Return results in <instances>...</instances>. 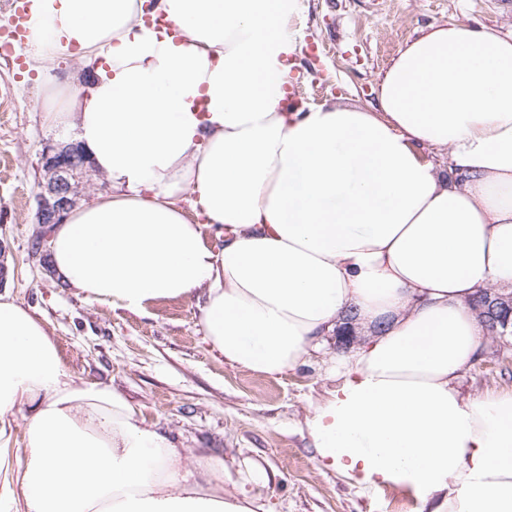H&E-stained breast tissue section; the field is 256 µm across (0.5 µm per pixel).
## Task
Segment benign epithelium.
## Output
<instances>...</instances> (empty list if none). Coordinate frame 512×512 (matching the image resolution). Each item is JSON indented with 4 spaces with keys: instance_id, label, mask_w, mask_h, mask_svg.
<instances>
[{
    "instance_id": "obj_1",
    "label": "benign epithelium",
    "mask_w": 512,
    "mask_h": 512,
    "mask_svg": "<svg viewBox=\"0 0 512 512\" xmlns=\"http://www.w3.org/2000/svg\"><path fill=\"white\" fill-rule=\"evenodd\" d=\"M46 182L38 195L36 212V234L40 245L31 252L45 269H50L46 243L54 224L64 213L76 206L80 196V182L90 171L89 161L74 143H62L43 157Z\"/></svg>"
}]
</instances>
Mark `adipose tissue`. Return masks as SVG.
I'll list each match as a JSON object with an SVG mask.
<instances>
[{
	"instance_id": "obj_1",
	"label": "adipose tissue",
	"mask_w": 512,
	"mask_h": 512,
	"mask_svg": "<svg viewBox=\"0 0 512 512\" xmlns=\"http://www.w3.org/2000/svg\"><path fill=\"white\" fill-rule=\"evenodd\" d=\"M297 2L29 0L44 125L112 186L56 224L51 266L132 312L202 297L213 349L262 375L326 349L355 312L365 334L331 357L336 386L309 420L319 464L436 497L433 512H512V391L456 386L481 345L471 299L512 285V32L430 26L380 74L370 108L303 111L286 101ZM0 489L19 491L23 512H265L223 460L77 381L7 295Z\"/></svg>"
}]
</instances>
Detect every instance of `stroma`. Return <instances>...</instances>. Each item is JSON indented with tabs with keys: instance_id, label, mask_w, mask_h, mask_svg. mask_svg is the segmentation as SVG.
<instances>
[{
	"instance_id": "stroma-1",
	"label": "stroma",
	"mask_w": 512,
	"mask_h": 512,
	"mask_svg": "<svg viewBox=\"0 0 512 512\" xmlns=\"http://www.w3.org/2000/svg\"><path fill=\"white\" fill-rule=\"evenodd\" d=\"M452 20L511 31L512 0H299L293 101L369 105L397 50ZM26 68L23 47L0 56V242L8 268L0 292L45 324L69 373L121 393L177 447L223 459L236 482L262 466L271 481L250 491L268 512H432L434 500L392 484L365 488L320 466L308 420L336 385L324 352L275 376L233 367L205 339L197 299L115 309L77 294L31 258L42 153L66 133L44 127L41 86L25 78ZM458 387L466 397L511 391L512 335L483 336Z\"/></svg>"
}]
</instances>
